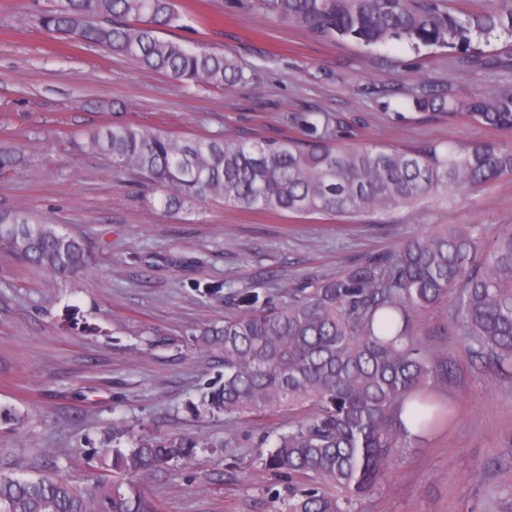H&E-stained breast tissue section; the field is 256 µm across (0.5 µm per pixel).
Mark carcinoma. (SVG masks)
I'll return each mask as SVG.
<instances>
[{
	"label": "carcinoma",
	"mask_w": 512,
	"mask_h": 512,
	"mask_svg": "<svg viewBox=\"0 0 512 512\" xmlns=\"http://www.w3.org/2000/svg\"><path fill=\"white\" fill-rule=\"evenodd\" d=\"M286 24L323 38H351L367 47L393 40L415 48L471 46L472 39H512V0H487L476 13L449 10L445 0H261ZM175 0H61L41 27L77 43H95L148 72L186 84L233 86L247 80L228 53L189 48L157 36L181 27ZM474 70L512 66L507 52L480 48ZM420 110L448 112L479 126L512 131V88L456 101L422 93ZM299 136L180 138L155 127L119 123L91 133L87 145L112 156L159 191L168 213L219 198L240 210L356 218L426 202L453 206L468 191L512 174V144L477 141L441 147L349 146L334 117H290ZM0 245L23 260L68 277L89 262L83 240L22 211L0 213ZM472 342L512 372V224L484 240L477 224H445L408 240L390 256L371 257L342 275L277 292L224 293V321L201 327L200 349L224 363L208 384L197 415L239 420L288 409L302 415L277 435L265 466L304 483L291 489L285 512H354L377 489L388 463L409 436L403 413L415 400L419 433L448 420V407L428 394L444 366L412 332L414 315L445 298ZM0 424L21 429L24 417L0 404ZM112 431L98 471L77 482L41 475L0 474V512H160L138 481L189 462L206 444L140 435L121 448Z\"/></svg>",
	"instance_id": "cac0c4a2"
}]
</instances>
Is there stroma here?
<instances>
[{"mask_svg":"<svg viewBox=\"0 0 512 512\" xmlns=\"http://www.w3.org/2000/svg\"><path fill=\"white\" fill-rule=\"evenodd\" d=\"M59 0H0V212L22 209L82 239L90 266L60 278L0 248V404L26 418L0 426V473L85 478L106 432L203 441L189 463L142 483L161 512H280L288 485L261 463L292 419L227 421L188 409L221 371L192 333L224 319V288L292 287L392 253L438 224H512V175L452 208L423 204L354 219L242 211L207 200L176 214L149 203L86 133L114 123L194 138L293 134L290 114L328 112L355 145L512 143L511 132L412 104L420 90L455 98L512 85V68L472 71L464 53L394 41L365 48L286 25L258 0H175L164 39L229 52L246 82L224 90L149 73L97 44L45 31ZM448 371L430 387L451 418L406 438L356 512H512V373L475 358L452 301L413 321Z\"/></svg>","mask_w":512,"mask_h":512,"instance_id":"stroma-1","label":"stroma"}]
</instances>
